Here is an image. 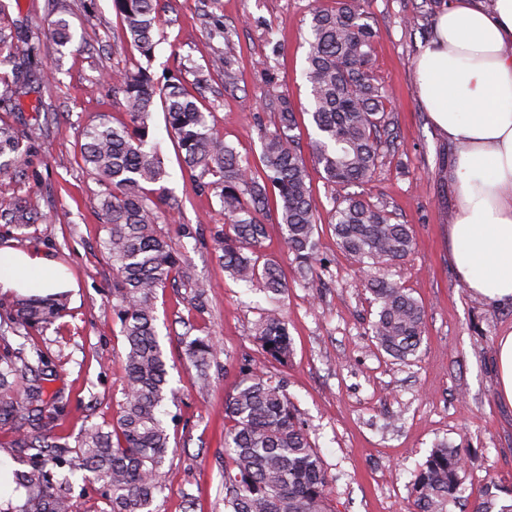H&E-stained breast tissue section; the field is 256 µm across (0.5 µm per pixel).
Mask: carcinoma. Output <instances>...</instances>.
I'll return each mask as SVG.
<instances>
[{
    "label": "carcinoma",
    "mask_w": 512,
    "mask_h": 512,
    "mask_svg": "<svg viewBox=\"0 0 512 512\" xmlns=\"http://www.w3.org/2000/svg\"><path fill=\"white\" fill-rule=\"evenodd\" d=\"M123 16L126 35L145 63L134 72L112 77L124 95L129 121L118 127L103 120L84 132L82 158L104 187L100 206L106 216L105 247L112 262V311L128 350L119 411L111 428L80 430L75 446L59 441L66 402L48 392L52 374L43 352L12 347L8 333L17 327L44 329L61 318L62 296L16 300L0 312V429L11 430L12 447L24 468L13 471L15 489L24 502L11 512H72L75 484L102 483L107 512H152L162 491L161 469L170 448L164 410L168 370L155 322L159 291L182 273V255L157 229L161 218L179 211L175 200L159 210L168 173L151 142L150 119L160 100L169 133L183 151L184 169L202 194L219 197L228 230L219 234L224 270L235 281L259 285L274 303L260 319L255 336L262 351L278 363L291 353L288 322L275 303L288 292L279 262L261 253L266 227L259 219L270 199L279 200L277 223L298 278L312 276L317 248V204L307 184V167L290 131L296 115L283 101L277 129L262 139V172L254 174L234 149L208 124L180 83L160 87L150 72L158 44L160 20L154 0H113ZM48 35L57 45L73 39L69 23L58 19ZM375 32L363 22L361 0H336L331 9L312 12L307 39L311 112L316 138L311 147L326 180L338 189L369 181L379 163L382 135L389 133L385 92L373 82ZM20 31L0 25V68L12 67L15 99L31 86L14 65ZM207 68L236 73L225 58ZM31 136L0 125V180H17ZM37 220L26 195L0 197V221L25 229ZM337 244L355 262L391 264L406 259L416 238L406 224L392 222L385 208L365 196L347 193L334 199L331 223ZM378 305L373 337L386 354L405 360L423 341L425 309L406 289L384 277L368 281ZM186 356L198 380H208L217 346L209 335H186ZM241 380L225 402L230 422L224 448L225 512H326L329 479L319 451L312 445L285 385L247 363ZM464 452L446 440L434 445L414 480L409 512H449L463 483Z\"/></svg>",
    "instance_id": "1"
}]
</instances>
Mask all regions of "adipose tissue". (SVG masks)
I'll return each mask as SVG.
<instances>
[{
    "label": "adipose tissue",
    "mask_w": 512,
    "mask_h": 512,
    "mask_svg": "<svg viewBox=\"0 0 512 512\" xmlns=\"http://www.w3.org/2000/svg\"><path fill=\"white\" fill-rule=\"evenodd\" d=\"M512 0H452L415 59L417 95L440 133L456 142L459 208L448 228L465 288L512 302ZM59 263L0 247V289L31 296L70 290Z\"/></svg>",
    "instance_id": "ef3b65f1"
}]
</instances>
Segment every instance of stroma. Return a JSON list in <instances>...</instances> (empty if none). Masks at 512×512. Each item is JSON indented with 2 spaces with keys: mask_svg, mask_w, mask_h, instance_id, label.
<instances>
[{
  "mask_svg": "<svg viewBox=\"0 0 512 512\" xmlns=\"http://www.w3.org/2000/svg\"><path fill=\"white\" fill-rule=\"evenodd\" d=\"M451 0H366L365 21L377 33L372 71L386 91L394 148L358 191L407 224L416 250L389 265V280L425 307L423 343L400 361L379 350L370 330L377 305L366 274L337 245L331 227L333 189L313 160L315 134L303 77L311 13L333 0H157L164 38L152 71L158 84L178 76L185 92L241 160L261 172V137L275 131L282 100L296 113L293 134L306 160L320 220L315 275L296 281L295 264L269 210L264 253L278 258L289 288L280 307L288 321L292 354L272 361L254 338L268 308L264 292L233 281L224 271L214 234L224 225L217 197L198 193L182 171L163 110L152 116L169 177L168 196L180 204L174 222L159 230L180 248L193 278L208 286L204 311L192 309L186 282L165 288L156 302L157 330L170 387L167 409L172 450L163 468L164 490L153 512H224V404L237 385L241 359L284 381L330 479L328 512H407L412 483L439 440L465 448L462 496L512 499V407L499 399L496 343L512 332V304L472 296L450 258L448 226L459 204L450 176L455 149L431 125L413 85V62L434 36L438 11ZM6 25L26 34L16 53L39 91L7 104L10 77L0 78V125L37 128L20 181H0V196L24 194L43 222L17 230L0 224V246L46 253L63 264L77 288L66 312L43 330L24 329L12 346L40 348L55 367L54 388L68 405L59 435L74 442L81 426L111 423L121 397L126 340L112 313V264L100 208L102 187L81 158L86 127L108 119L126 123L122 94L111 76L135 69L140 56L127 41L112 0H5ZM66 19L67 47L47 35ZM230 39L215 37L216 27ZM223 54L237 73L228 87L205 64ZM213 336L220 353L208 385H199L182 344L184 334Z\"/></svg>",
  "mask_w": 512,
  "mask_h": 512,
  "instance_id": "obj_1",
  "label": "stroma"
}]
</instances>
